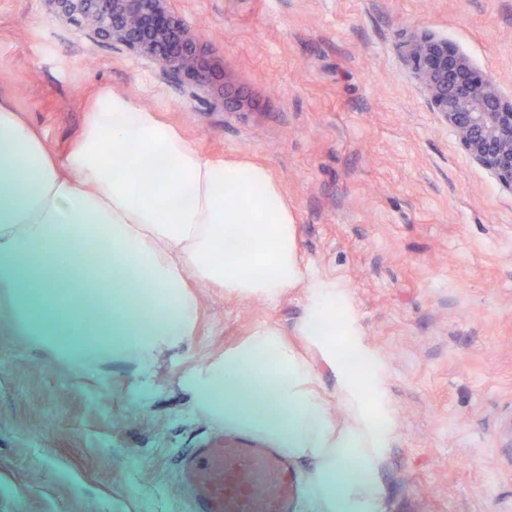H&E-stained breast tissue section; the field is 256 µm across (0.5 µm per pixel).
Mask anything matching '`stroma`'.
Masks as SVG:
<instances>
[{
  "instance_id": "1",
  "label": "stroma",
  "mask_w": 512,
  "mask_h": 512,
  "mask_svg": "<svg viewBox=\"0 0 512 512\" xmlns=\"http://www.w3.org/2000/svg\"><path fill=\"white\" fill-rule=\"evenodd\" d=\"M206 49V108L154 61L101 42L47 0H0V89L52 150L104 88L205 153L269 169L305 275L336 280L372 356L393 436L378 512H512V191L471 160L401 57L445 39L512 101V0H167ZM196 331L155 386L111 367L81 384L0 326V512H187L180 453L215 434L182 372L265 322L304 348L309 294L198 291Z\"/></svg>"
}]
</instances>
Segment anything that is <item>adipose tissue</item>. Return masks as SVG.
I'll use <instances>...</instances> for the list:
<instances>
[{"mask_svg": "<svg viewBox=\"0 0 512 512\" xmlns=\"http://www.w3.org/2000/svg\"><path fill=\"white\" fill-rule=\"evenodd\" d=\"M243 224L247 252L230 249ZM95 263H85L88 253ZM305 284L297 327L336 372L345 420L315 388L308 358L273 323L184 373L192 408L225 431L310 463L307 512H375L391 437L373 362L356 331L353 369L329 337L335 281L304 276L295 220L270 171L203 154L157 112L110 89L61 153L0 91V321L80 377L118 364L149 389L159 360L192 336L198 289L274 299Z\"/></svg>", "mask_w": 512, "mask_h": 512, "instance_id": "adipose-tissue-1", "label": "adipose tissue"}]
</instances>
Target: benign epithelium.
Masks as SVG:
<instances>
[{
  "mask_svg": "<svg viewBox=\"0 0 512 512\" xmlns=\"http://www.w3.org/2000/svg\"><path fill=\"white\" fill-rule=\"evenodd\" d=\"M76 17L90 35L155 61L194 100L212 88L211 65L199 38L165 7L166 0H48ZM432 107L469 157L512 191V101L448 42L417 32L402 45Z\"/></svg>",
  "mask_w": 512,
  "mask_h": 512,
  "instance_id": "7a95c632",
  "label": "benign epithelium"
}]
</instances>
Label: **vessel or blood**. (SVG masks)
I'll return each mask as SVG.
<instances>
[{
	"instance_id": "b4317fda",
	"label": "vessel or blood",
	"mask_w": 512,
	"mask_h": 512,
	"mask_svg": "<svg viewBox=\"0 0 512 512\" xmlns=\"http://www.w3.org/2000/svg\"><path fill=\"white\" fill-rule=\"evenodd\" d=\"M179 484L189 512H297L293 461L259 441L220 433L184 454Z\"/></svg>"
}]
</instances>
